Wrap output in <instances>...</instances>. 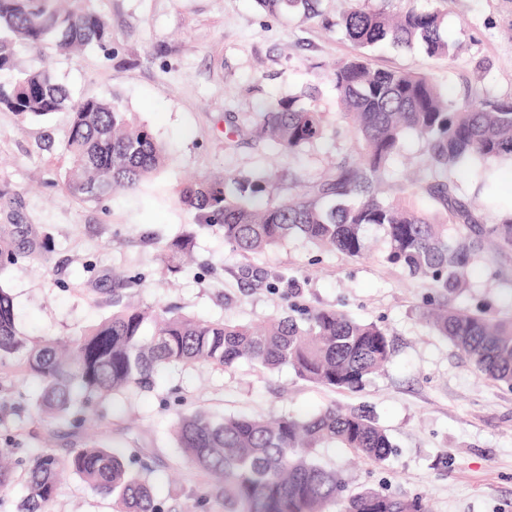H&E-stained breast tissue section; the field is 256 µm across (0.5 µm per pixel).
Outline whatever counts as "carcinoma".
<instances>
[{"label":"carcinoma","instance_id":"cac0c4a2","mask_svg":"<svg viewBox=\"0 0 512 512\" xmlns=\"http://www.w3.org/2000/svg\"><path fill=\"white\" fill-rule=\"evenodd\" d=\"M91 0H0V106L24 117L56 112L70 117L64 145L69 165L66 192L100 200L118 190H135L166 164L164 147L151 129L136 121L121 102L75 100L49 67L13 72L17 44L52 43L61 52L91 44L107 50L111 33ZM272 14L300 10L321 16L318 0H259ZM389 0L369 6L355 0L336 25L356 47L332 73L341 118L361 139L356 159L331 167L300 194L276 199L274 176L226 174L219 180H191L177 191L179 205L198 224H217L224 241L243 255L260 253L301 236L327 251L359 257L364 229L385 228L387 260L414 278L431 282L436 299L424 316L487 378L512 389V317L489 320L480 312L448 306V295L469 277L471 244L448 238V225L464 224L499 245L512 248V210L491 219L459 194L456 175L468 161L512 162V99L477 93L451 98L432 77L372 67L367 50L384 42L453 58L456 40L443 32L437 11L410 6L400 12ZM424 143L425 175L393 199L379 197L380 185L403 147L406 133ZM256 137L273 142L292 158L326 135L322 114L299 97L280 98L258 113ZM189 233L161 248L169 272L191 256ZM29 255L16 249L0 225V273ZM112 316L66 338L32 340L16 323L14 298L0 282V370L19 369L41 386L37 403L51 417L83 423L73 410L98 411L103 399L130 387L146 388L172 365L206 362L229 368L245 360L266 369L291 367L309 383L359 392L393 355L389 331L358 322L333 309L297 304L290 313L259 325L209 322L157 312L124 302L112 289ZM177 444L215 478L204 502L219 500L224 512H324L341 502L342 512H428L423 498L371 487L346 491L336 469L321 463L328 443L365 460L382 463L394 444L364 413L326 407L304 419L274 420L240 414L216 419L203 410L179 413ZM24 467L26 494L19 512H46L58 486L75 475L97 492L112 496L118 512H163L146 462L134 471L122 454L92 438L61 458L50 448L24 461L0 448V489Z\"/></svg>","mask_w":512,"mask_h":512}]
</instances>
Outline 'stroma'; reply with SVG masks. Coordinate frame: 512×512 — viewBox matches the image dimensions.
<instances>
[{
	"instance_id": "obj_1",
	"label": "stroma",
	"mask_w": 512,
	"mask_h": 512,
	"mask_svg": "<svg viewBox=\"0 0 512 512\" xmlns=\"http://www.w3.org/2000/svg\"><path fill=\"white\" fill-rule=\"evenodd\" d=\"M439 9L446 34L462 43L452 60L421 47L386 43L371 49L374 64L433 77L452 95L512 97V0H417ZM112 31L109 51L68 55L49 47H17L18 70L50 67L77 98H118L146 123L168 162L138 189L99 202L67 195L63 145L69 117L22 119L0 109V224L16 245L32 246L4 278L17 324L30 337H66L112 314L113 274L128 303L170 309L206 321L256 322L285 314L290 304L332 308L386 327L395 352L360 392L334 391L296 377L287 366L270 372L242 362L206 363L159 372L151 388L107 400L95 433L112 447L153 461L152 479L177 489L164 512L197 508L213 479L186 459L173 438L179 411L216 416H310L330 405L363 410L390 436L395 451L382 464L353 461L346 449H321L349 489L362 486L421 495L429 512H512V390L478 373L425 320L429 281L386 262L384 228L365 230L368 252L352 258L321 251L301 237L243 258L219 226L196 224L175 190L189 177L287 172L315 180L330 162L356 155L354 133L340 118L330 71L352 46L336 19L348 0H321L322 19L273 15L259 0H91ZM290 95L324 113L328 133L296 157L241 136L229 122L251 126L261 109ZM193 231L195 264L161 272L160 247ZM284 273L272 291L244 267ZM455 306L490 318L512 315V249L485 238L472 249L470 286ZM38 384L21 372L0 378V446L28 458L45 443L60 457L87 432L60 427L42 414ZM48 512H114L111 496L76 477L60 484Z\"/></svg>"
}]
</instances>
